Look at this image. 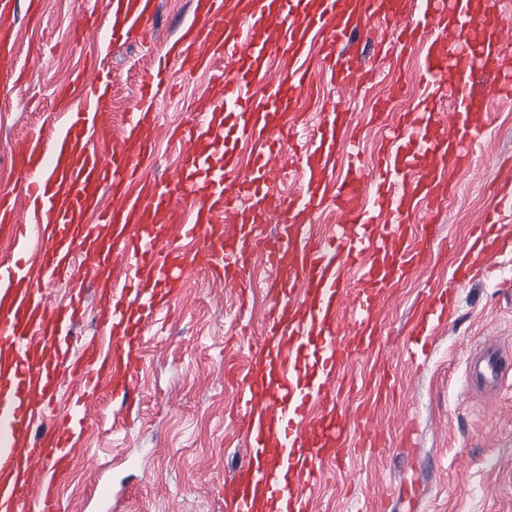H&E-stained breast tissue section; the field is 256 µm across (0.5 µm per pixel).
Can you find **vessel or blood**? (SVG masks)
<instances>
[{
  "label": "vessel or blood",
  "mask_w": 512,
  "mask_h": 512,
  "mask_svg": "<svg viewBox=\"0 0 512 512\" xmlns=\"http://www.w3.org/2000/svg\"><path fill=\"white\" fill-rule=\"evenodd\" d=\"M22 8L35 19L41 2L0 0L1 90L25 77L12 25ZM157 8L158 0H112L113 42L143 39ZM382 21L396 56L388 95L371 112L385 122L383 148L363 164L352 150L354 115L334 103L312 145L288 153L295 133L284 118L301 119L311 93L304 61L319 57L331 85L361 86L375 62L361 39ZM421 46L425 93L414 110L393 113L403 64ZM511 48L512 19L497 0H421L408 18L398 0H194L170 54L203 71L221 49L237 67L216 77L221 100L200 96L180 133L177 173L152 181L141 173L167 70L142 84L118 139L102 117L110 74L90 67L58 88L66 126L20 142L10 155L13 187L0 190V239L13 244L0 255V512H57V489L86 455L80 440L92 406L107 396L130 408L139 401L149 322L175 305L191 271L242 286L259 253L275 273L271 316L242 371L227 374L239 388L237 422L249 452L216 492L225 512H258L262 498L274 512H317L314 492L326 464L345 461L352 420H370L396 391L380 343L381 303L434 252L436 218L457 190L448 166L469 164L487 88L512 93L500 67ZM280 54L299 67H274ZM244 141L260 144L245 165ZM292 167L301 191L274 199ZM328 204L339 222L324 236L313 217ZM227 212L236 216L229 234ZM511 223L512 192L504 191L473 234L490 242ZM468 278L456 270L451 287L431 289L405 347L410 362L426 357L433 323ZM58 282L69 287L67 303H51L45 292ZM90 291L106 314L104 346L77 332ZM362 357L373 360L372 398L352 414L332 386ZM467 361L469 386L492 390L499 345L483 344ZM64 388L70 406L60 415L49 405Z\"/></svg>",
  "instance_id": "1"
}]
</instances>
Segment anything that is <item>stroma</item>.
I'll return each mask as SVG.
<instances>
[{"label": "stroma", "instance_id": "obj_1", "mask_svg": "<svg viewBox=\"0 0 512 512\" xmlns=\"http://www.w3.org/2000/svg\"><path fill=\"white\" fill-rule=\"evenodd\" d=\"M106 2L43 0L37 20L21 14L14 21L16 54L28 75L0 90V164L15 144L53 119L57 87L87 62L113 82L127 83L120 110L129 112L169 39L192 19L191 0H159L149 44L101 51L77 42L73 29L85 16L108 32ZM170 78L174 91L161 93L162 113L150 132L155 162L149 172L157 176L173 175L178 166L169 113L187 114L210 80L175 64ZM386 92L379 77L358 93L320 84L304 106L303 130H313L324 101L364 114ZM482 121L475 161L458 173L457 192L440 216L435 254L399 284L380 313L398 388L396 400L377 409L369 423L384 441L358 452L343 469L329 470L319 512H512V372L490 394L466 381L467 356L481 343L495 341L512 356V242L472 264V277L436 328L425 362L411 367L403 350L428 279L447 275L467 248L468 230L484 213L491 186L512 182V111L492 108ZM272 276L267 263L253 264L252 301L243 309L236 286L203 269L188 275L172 315L158 316L142 340L140 403L123 423L114 419L119 401L100 402L85 439L92 457L79 462L61 488L59 512H224L211 488L235 471L243 455L232 419L237 391L226 382L224 367L244 364L248 343L269 314ZM104 481L112 485L107 505L97 498Z\"/></svg>", "mask_w": 512, "mask_h": 512}]
</instances>
